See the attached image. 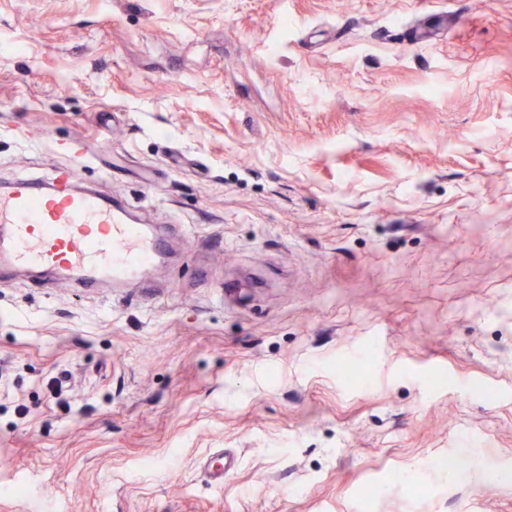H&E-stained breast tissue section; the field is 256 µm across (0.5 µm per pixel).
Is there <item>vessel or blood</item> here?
<instances>
[{"label": "vessel or blood", "mask_w": 512, "mask_h": 512, "mask_svg": "<svg viewBox=\"0 0 512 512\" xmlns=\"http://www.w3.org/2000/svg\"><path fill=\"white\" fill-rule=\"evenodd\" d=\"M74 168L60 170L47 186L18 180L0 192V270L32 268L54 276L75 275L87 288L137 283L164 254L165 235L131 223L124 207L96 191L72 187ZM209 466L214 483L237 468L235 454L222 451Z\"/></svg>", "instance_id": "vessel-or-blood-1"}]
</instances>
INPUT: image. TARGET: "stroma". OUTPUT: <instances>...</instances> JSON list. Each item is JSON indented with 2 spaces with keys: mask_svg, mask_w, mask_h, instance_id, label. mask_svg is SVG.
Returning a JSON list of instances; mask_svg holds the SVG:
<instances>
[{
  "mask_svg": "<svg viewBox=\"0 0 512 512\" xmlns=\"http://www.w3.org/2000/svg\"><path fill=\"white\" fill-rule=\"evenodd\" d=\"M74 139L186 231L0 282V512H512V0H0V185ZM219 458V464L213 466L210 462H204V468L209 472L215 484H223L224 478L230 476L237 468L238 458L235 454L225 451L224 449L214 453Z\"/></svg>",
  "mask_w": 512,
  "mask_h": 512,
  "instance_id": "1",
  "label": "stroma"
}]
</instances>
